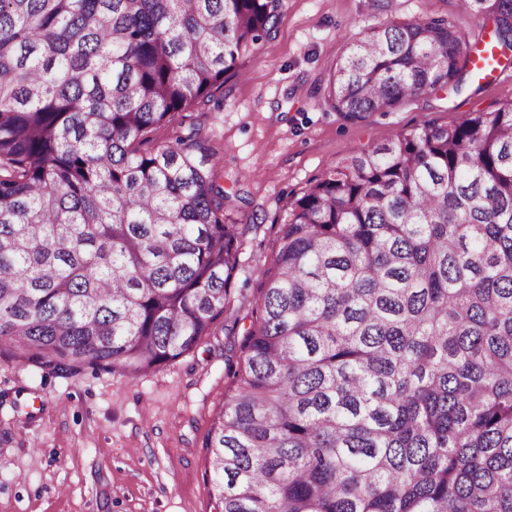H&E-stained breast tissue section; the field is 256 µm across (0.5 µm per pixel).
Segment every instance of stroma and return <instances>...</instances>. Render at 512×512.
Here are the masks:
<instances>
[{"label": "stroma", "mask_w": 512, "mask_h": 512, "mask_svg": "<svg viewBox=\"0 0 512 512\" xmlns=\"http://www.w3.org/2000/svg\"><path fill=\"white\" fill-rule=\"evenodd\" d=\"M444 19L471 48L490 24L457 0H286L272 38L225 77L211 120L224 140V186L243 185L258 220L234 277L249 312L291 197L359 148L512 101V78L468 77L444 99L425 94L351 120L324 101L346 47L392 22ZM163 368L131 378L90 367L33 369L0 348V512H222L203 440L229 389L225 329Z\"/></svg>", "instance_id": "1"}]
</instances>
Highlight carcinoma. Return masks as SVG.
<instances>
[{"mask_svg":"<svg viewBox=\"0 0 512 512\" xmlns=\"http://www.w3.org/2000/svg\"><path fill=\"white\" fill-rule=\"evenodd\" d=\"M284 0H0V346L135 377L234 323L245 199L208 113ZM512 52V0H461ZM473 72L457 27H375L350 119ZM173 136L157 140L159 125ZM203 447L223 512H512V102L358 150L288 208Z\"/></svg>","mask_w":512,"mask_h":512,"instance_id":"obj_1","label":"carcinoma"}]
</instances>
